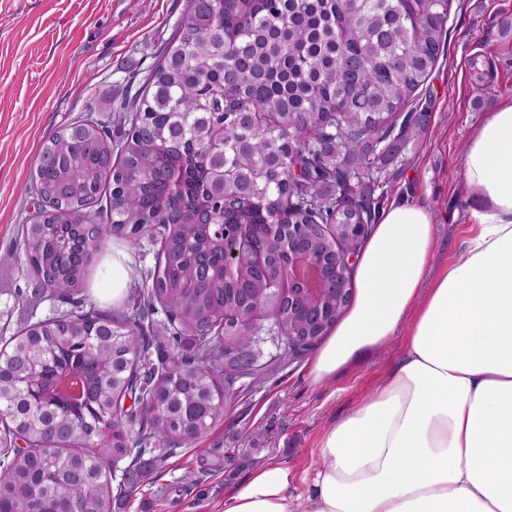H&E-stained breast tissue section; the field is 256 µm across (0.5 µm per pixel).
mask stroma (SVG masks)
I'll list each match as a JSON object with an SVG mask.
<instances>
[{
  "label": "stroma",
  "instance_id": "obj_1",
  "mask_svg": "<svg viewBox=\"0 0 512 512\" xmlns=\"http://www.w3.org/2000/svg\"><path fill=\"white\" fill-rule=\"evenodd\" d=\"M186 0H0V254L19 247V229L33 209L24 188L43 141L86 115L105 91L121 95L143 78L171 37ZM512 0H452L449 31L418 100L426 126L386 168L385 203L406 201L431 211L436 237L431 265L441 270L463 247L470 201L462 190V157L474 129L512 100ZM482 55L490 70L478 82L468 61ZM25 282L0 268V329L16 331L29 314L16 298ZM393 339L370 362L317 383L311 355L271 369L231 404L207 437L166 457L129 498L125 512H223L224 493L258 466H287L289 492L304 502L303 477L313 470L321 432L372 391L395 363Z\"/></svg>",
  "mask_w": 512,
  "mask_h": 512
}]
</instances>
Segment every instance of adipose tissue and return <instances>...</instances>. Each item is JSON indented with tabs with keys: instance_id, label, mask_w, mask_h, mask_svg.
I'll return each mask as SVG.
<instances>
[{
	"instance_id": "obj_1",
	"label": "adipose tissue",
	"mask_w": 512,
	"mask_h": 512,
	"mask_svg": "<svg viewBox=\"0 0 512 512\" xmlns=\"http://www.w3.org/2000/svg\"><path fill=\"white\" fill-rule=\"evenodd\" d=\"M473 227L431 273L435 219L383 209L357 255L351 305L312 360L314 381L404 343L373 393L324 430L307 512H512V102L462 159ZM431 288H424L425 279ZM292 474L257 468L224 512H295Z\"/></svg>"
}]
</instances>
